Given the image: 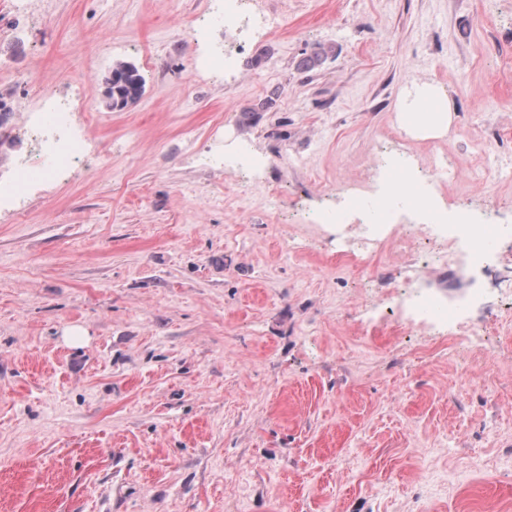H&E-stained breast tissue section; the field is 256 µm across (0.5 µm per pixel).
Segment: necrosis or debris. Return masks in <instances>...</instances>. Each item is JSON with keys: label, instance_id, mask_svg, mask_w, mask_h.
Segmentation results:
<instances>
[{"label": "necrosis or debris", "instance_id": "necrosis-or-debris-1", "mask_svg": "<svg viewBox=\"0 0 512 512\" xmlns=\"http://www.w3.org/2000/svg\"><path fill=\"white\" fill-rule=\"evenodd\" d=\"M25 81L37 88L41 103L30 135L47 144L48 149L36 160L15 165L11 179L0 187V204L15 202L35 183L53 180L77 164L92 161L79 133L68 127L69 101L59 97L54 87L42 85L35 74H27ZM456 174L454 161L445 153L436 156L421 176L414 174L408 159L375 154V185L351 188L345 206L328 216L329 221L336 224L350 219L355 222L353 234L345 241L346 255H353L358 249L371 254L385 244L405 252L426 240L436 247L437 266L461 273L480 266L492 241L503 235L502 225L477 224L462 214L456 221H449L447 208L436 204L425 188L426 183H444ZM406 207L424 212L426 223L404 226L392 223L394 212ZM408 286L413 290L407 305L411 315L440 316L451 322L457 319L462 306L485 296L484 289L472 288L461 301L451 303L435 300L431 290L419 287L416 280H409Z\"/></svg>", "mask_w": 512, "mask_h": 512}]
</instances>
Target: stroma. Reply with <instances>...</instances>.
I'll return each instance as SVG.
<instances>
[{
	"label": "stroma",
	"instance_id": "obj_1",
	"mask_svg": "<svg viewBox=\"0 0 512 512\" xmlns=\"http://www.w3.org/2000/svg\"><path fill=\"white\" fill-rule=\"evenodd\" d=\"M261 2L275 25L211 73L240 39L216 0H0V92L33 99L37 72L95 156L0 209V512H512V336L484 332L512 301L480 278L464 351L445 324L393 334L412 270L447 299L463 279L426 242L339 259L343 226L307 220L370 183L379 143L422 170L448 152L438 202L512 227V183L473 187L470 148L512 160V0ZM119 60L146 89L112 111ZM424 88L452 114L432 133L408 119ZM31 119L0 126L1 179Z\"/></svg>",
	"mask_w": 512,
	"mask_h": 512
}]
</instances>
